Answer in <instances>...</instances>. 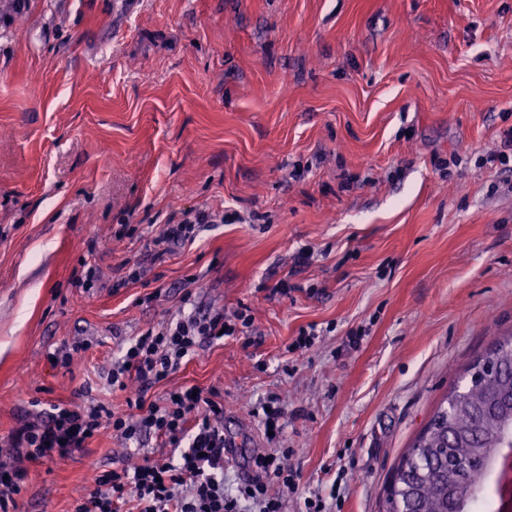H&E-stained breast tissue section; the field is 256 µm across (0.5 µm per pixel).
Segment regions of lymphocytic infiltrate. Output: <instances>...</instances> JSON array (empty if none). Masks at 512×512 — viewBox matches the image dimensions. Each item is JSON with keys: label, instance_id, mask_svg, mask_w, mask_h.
<instances>
[{"label": "lymphocytic infiltrate", "instance_id": "obj_1", "mask_svg": "<svg viewBox=\"0 0 512 512\" xmlns=\"http://www.w3.org/2000/svg\"><path fill=\"white\" fill-rule=\"evenodd\" d=\"M250 315L226 319L223 310L196 311L146 330L112 364L108 382L139 392L127 409L112 411L101 402L74 407L51 405L23 421L12 436L16 457L0 461V512L17 506L31 464L63 459L84 448L102 426H111L129 444L155 435L163 446L180 450L179 459L143 452L135 468L103 471L94 489L76 501L72 512H242L252 503L257 512H283L280 488H291L294 475L284 456L257 454L250 458V477L236 491L224 487V404L216 391L172 390L158 402H146L144 391L167 380L183 359L223 336L248 328Z\"/></svg>", "mask_w": 512, "mask_h": 512}]
</instances>
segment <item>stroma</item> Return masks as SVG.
Masks as SVG:
<instances>
[{"label": "stroma", "instance_id": "1", "mask_svg": "<svg viewBox=\"0 0 512 512\" xmlns=\"http://www.w3.org/2000/svg\"><path fill=\"white\" fill-rule=\"evenodd\" d=\"M510 128L512 0H29L23 31L0 18V456L34 402L126 410L105 375L190 290L252 325L146 401L220 391L226 487L284 450L283 512H383L405 449L512 334V170L487 161ZM200 208L213 223L157 255ZM116 456L140 461L106 426L30 466L17 512H71ZM212 222V215L208 211L195 210L187 213L177 224L165 225L152 243L159 249V252H166L171 245L194 242L196 226Z\"/></svg>", "mask_w": 512, "mask_h": 512}]
</instances>
